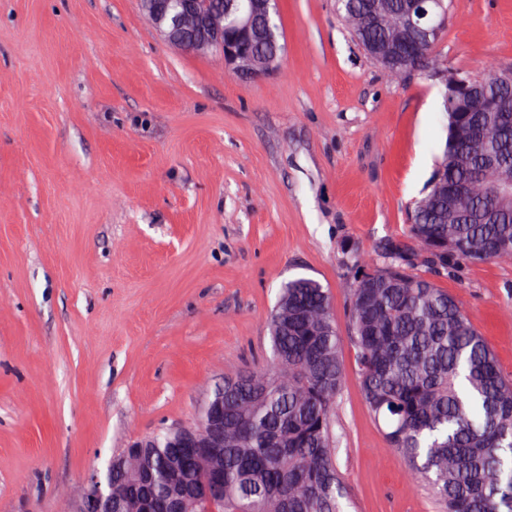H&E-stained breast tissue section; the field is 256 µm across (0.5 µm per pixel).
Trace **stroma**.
<instances>
[{
  "instance_id": "1",
  "label": "stroma",
  "mask_w": 512,
  "mask_h": 512,
  "mask_svg": "<svg viewBox=\"0 0 512 512\" xmlns=\"http://www.w3.org/2000/svg\"><path fill=\"white\" fill-rule=\"evenodd\" d=\"M279 70L166 44L139 0H0V512H77L137 436L191 425L261 364L281 286L329 288L348 512H438L368 412L342 243L401 235L446 133L438 84L387 80L335 0H278ZM439 63L512 65V0H448ZM512 379V264L437 279Z\"/></svg>"
}]
</instances>
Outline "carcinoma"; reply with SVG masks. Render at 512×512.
Here are the masks:
<instances>
[{
  "mask_svg": "<svg viewBox=\"0 0 512 512\" xmlns=\"http://www.w3.org/2000/svg\"><path fill=\"white\" fill-rule=\"evenodd\" d=\"M409 0H383L378 21L367 0H337L340 16L361 43L388 39L404 21ZM222 24L238 0H212ZM227 40L248 58H275L281 66V32L251 44L235 28ZM392 83H405L401 63L382 65ZM501 70L482 75V103L466 110L440 89L446 138L435 169L448 182L480 168L482 184L472 200L454 203L461 223H448V197L425 187L407 210L400 237L379 240L364 259L346 245L354 270L349 297V332L359 384L373 418L385 426L390 447L428 483L444 512H512V383L470 315L433 276L460 264L496 260L512 263V204L491 202L502 176L512 173V113L489 102L512 97ZM481 125L484 140L453 145L459 127ZM470 156L454 163L453 149ZM425 268L431 277L418 273ZM344 381L340 336L331 296L320 282L296 277L284 283L270 318L268 362L224 378V457L201 462L177 456L158 431L154 447L143 448L151 478L115 477L120 512H166L183 483L204 484L224 476L214 512H344L336 470L331 422Z\"/></svg>",
  "mask_w": 512,
  "mask_h": 512,
  "instance_id": "carcinoma-1",
  "label": "carcinoma"
}]
</instances>
